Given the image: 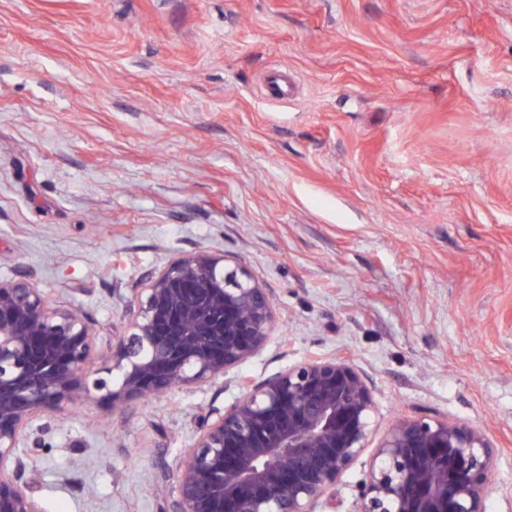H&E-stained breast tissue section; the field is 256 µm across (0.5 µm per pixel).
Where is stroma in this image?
Segmentation results:
<instances>
[{
	"label": "stroma",
	"instance_id": "stroma-1",
	"mask_svg": "<svg viewBox=\"0 0 512 512\" xmlns=\"http://www.w3.org/2000/svg\"><path fill=\"white\" fill-rule=\"evenodd\" d=\"M201 249L279 308L243 373L349 358L374 439L484 429L486 512H512V0H0V280L81 306L106 352ZM238 394L41 415L43 512H166L200 416ZM372 460L330 512H356Z\"/></svg>",
	"mask_w": 512,
	"mask_h": 512
}]
</instances>
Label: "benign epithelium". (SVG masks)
<instances>
[{
  "label": "benign epithelium",
  "mask_w": 512,
  "mask_h": 512,
  "mask_svg": "<svg viewBox=\"0 0 512 512\" xmlns=\"http://www.w3.org/2000/svg\"><path fill=\"white\" fill-rule=\"evenodd\" d=\"M275 308L247 269L200 250L156 271L112 337V367L88 320L25 278L0 280V512H43L20 445L34 418L98 392L131 397L204 384L268 344ZM198 421L169 485L168 512H316L367 449L374 397L348 360L311 357L255 382ZM358 512H486L496 460L486 432L403 418L374 448Z\"/></svg>",
  "instance_id": "benign-epithelium-1"
}]
</instances>
